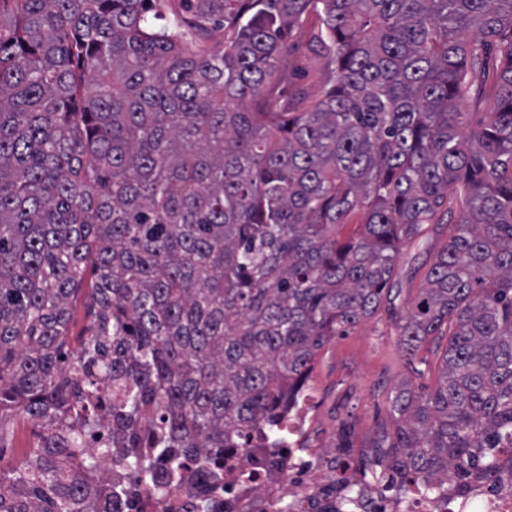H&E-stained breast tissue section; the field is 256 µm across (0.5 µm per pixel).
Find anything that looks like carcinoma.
Segmentation results:
<instances>
[{
  "label": "carcinoma",
  "mask_w": 512,
  "mask_h": 512,
  "mask_svg": "<svg viewBox=\"0 0 512 512\" xmlns=\"http://www.w3.org/2000/svg\"><path fill=\"white\" fill-rule=\"evenodd\" d=\"M309 12L326 88L276 102ZM446 216L400 314L401 250ZM384 302L407 354L448 344L433 391L391 399L371 472L493 477L512 448V0H0V449L8 422L50 426L19 464L0 452V512L219 483L225 449L286 438L318 350ZM91 298L89 293L84 289L83 292L76 298L72 306V321L70 331L72 336L77 337L88 324L89 317L87 310Z\"/></svg>",
  "instance_id": "obj_1"
}]
</instances>
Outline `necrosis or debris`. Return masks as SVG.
<instances>
[{
	"mask_svg": "<svg viewBox=\"0 0 512 512\" xmlns=\"http://www.w3.org/2000/svg\"><path fill=\"white\" fill-rule=\"evenodd\" d=\"M313 401L307 390L292 399L286 444L230 453L223 485L206 490L217 512H512V448L498 452L494 478L398 494L389 482L368 479L350 449L309 445Z\"/></svg>",
	"mask_w": 512,
	"mask_h": 512,
	"instance_id": "4bbe7bcc",
	"label": "necrosis or debris"
}]
</instances>
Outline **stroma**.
I'll use <instances>...</instances> for the list:
<instances>
[{
    "mask_svg": "<svg viewBox=\"0 0 512 512\" xmlns=\"http://www.w3.org/2000/svg\"><path fill=\"white\" fill-rule=\"evenodd\" d=\"M309 31L305 24L291 34L294 49L280 62L282 78L274 90L278 99H290L299 92L315 99L323 91L326 62L309 51ZM447 237V225L433 224L418 246L404 250L399 262L402 292L395 301L398 310H405L408 300L417 295L423 270ZM447 343V337L439 336L407 355L383 311L350 328L346 335L333 337L318 351L310 375L318 401L313 438L330 448H353L362 460L371 457L381 427L390 422V399L405 385L431 391L438 382Z\"/></svg>",
    "mask_w": 512,
    "mask_h": 512,
    "instance_id": "stroma-1",
    "label": "stroma"
}]
</instances>
